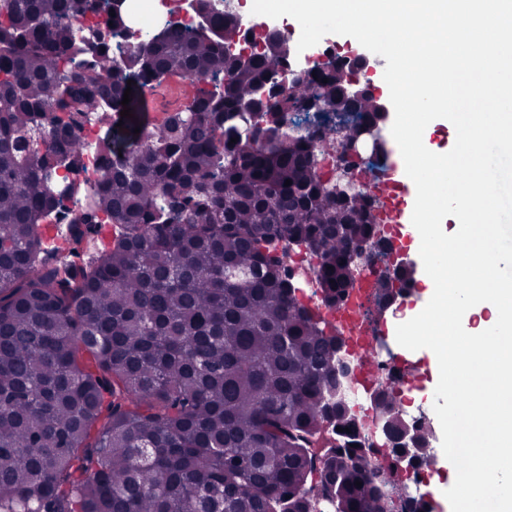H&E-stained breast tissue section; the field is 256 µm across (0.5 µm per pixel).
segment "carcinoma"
Returning a JSON list of instances; mask_svg holds the SVG:
<instances>
[{
  "instance_id": "cac0c4a2",
  "label": "carcinoma",
  "mask_w": 512,
  "mask_h": 512,
  "mask_svg": "<svg viewBox=\"0 0 512 512\" xmlns=\"http://www.w3.org/2000/svg\"><path fill=\"white\" fill-rule=\"evenodd\" d=\"M200 8L119 60L104 32L73 37L76 0H0V512H397L376 484L398 487L394 457L337 431L336 337L275 254L308 244L336 303L377 199L337 203L304 141L243 111L263 85L293 101L270 81L288 42L239 67L238 27ZM168 76L198 84L192 109L140 129L99 184L73 180L77 130ZM326 79L297 95L368 113ZM80 198L47 244L45 217Z\"/></svg>"
}]
</instances>
